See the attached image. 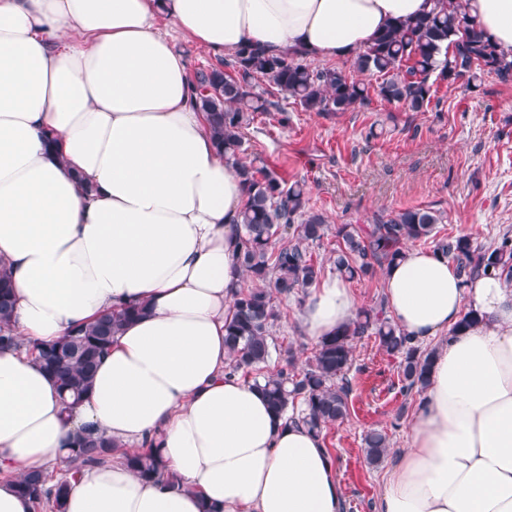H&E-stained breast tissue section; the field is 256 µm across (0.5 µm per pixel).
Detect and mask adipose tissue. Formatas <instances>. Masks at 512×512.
Returning <instances> with one entry per match:
<instances>
[{
  "instance_id": "adipose-tissue-1",
  "label": "adipose tissue",
  "mask_w": 512,
  "mask_h": 512,
  "mask_svg": "<svg viewBox=\"0 0 512 512\" xmlns=\"http://www.w3.org/2000/svg\"><path fill=\"white\" fill-rule=\"evenodd\" d=\"M512 52V0H462ZM429 0H0V266L21 346L0 351V468L63 461L92 431L153 448L179 488L120 454L85 468L66 512H342L320 437L228 375L245 191L214 145L174 36L217 55L245 44L350 58ZM171 27L163 32L158 17ZM57 136L46 148L43 135ZM385 305L417 341H437L429 383L378 512H512V284L462 281L414 247L384 275ZM142 304L65 413L26 342L52 343L107 309ZM357 298L337 276L300 314L310 340L342 330ZM476 321L457 324L467 311Z\"/></svg>"
}]
</instances>
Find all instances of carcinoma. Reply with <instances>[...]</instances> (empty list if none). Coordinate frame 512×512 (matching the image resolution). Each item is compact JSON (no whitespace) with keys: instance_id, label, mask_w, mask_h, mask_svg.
<instances>
[{"instance_id":"1","label":"carcinoma","mask_w":512,"mask_h":512,"mask_svg":"<svg viewBox=\"0 0 512 512\" xmlns=\"http://www.w3.org/2000/svg\"><path fill=\"white\" fill-rule=\"evenodd\" d=\"M307 55L287 51L272 56L247 44L220 66L196 73L195 105L206 114L216 148L241 177L246 200L240 214L238 262L242 278L232 295L233 314L225 323L224 346L233 373L252 375L270 410L292 422H300L315 435L326 438L330 427L350 415L351 384L347 378L354 360V341L375 336L381 349L399 360V381L405 394L427 386L432 351L415 344L387 315L384 298L359 311L341 332L323 337L305 365L296 367L292 346H276L271 328L280 316L277 300L298 295L322 275L323 266L313 259L310 247L320 244L333 228L323 213L309 202L304 184H286L257 159L246 160L243 129L255 114L274 108L288 123L286 109L271 100L281 92L306 112L336 114L369 105L372 95L402 104L412 112L425 111L435 97L436 85L460 80L476 91L486 73L502 81L512 79V53L498 50L475 21L461 9L460 0H433L430 11L411 19L395 20L373 37L351 59L353 70L381 78L377 86L364 83L344 71L305 62ZM263 80L270 89L256 90ZM444 215L430 208H406L376 214L366 224H338L337 246L330 257L336 273L349 281L373 278L386 272L402 255L408 241H431L434 253L455 263L463 282L478 271L508 272L512 276V236L504 233L482 250L467 235L438 236ZM14 308L11 277L0 270V349L22 343L10 332ZM144 308L126 305L101 313L69 335L50 344L34 343L35 354L54 380L64 403L79 401L90 389L96 368L112 347L114 336ZM278 355L277 364H271ZM368 464L377 466L388 456L389 435L373 429L363 438ZM114 446L105 437L84 436L69 449L71 466L53 478L44 470L13 482L35 512H64L70 482L85 467L112 461ZM125 464L136 475L176 485L153 448L123 452Z\"/></svg>"}]
</instances>
